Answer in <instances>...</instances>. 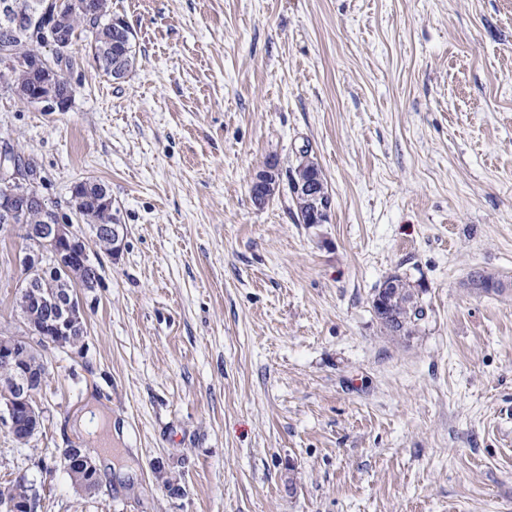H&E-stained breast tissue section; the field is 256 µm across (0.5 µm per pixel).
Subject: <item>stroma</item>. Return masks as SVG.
Returning a JSON list of instances; mask_svg holds the SVG:
<instances>
[{"label":"stroma","instance_id":"35a3bbf8","mask_svg":"<svg viewBox=\"0 0 512 512\" xmlns=\"http://www.w3.org/2000/svg\"><path fill=\"white\" fill-rule=\"evenodd\" d=\"M111 3L129 77L80 52L68 111L0 96V148L49 205L92 177L126 226L84 351L43 352L41 432L0 426V486L34 483L39 512H512V0ZM304 151L326 224L285 185L251 201ZM24 248L0 229L4 335ZM396 272L427 311L408 338L372 307ZM268 162L265 164V167L268 165L266 167L267 173L261 176L256 175L250 187L253 204L259 208L264 207L271 199V196L266 193L265 189L267 182L270 180V175L279 173L277 160L271 159Z\"/></svg>","mask_w":512,"mask_h":512}]
</instances>
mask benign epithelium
<instances>
[{"mask_svg":"<svg viewBox=\"0 0 512 512\" xmlns=\"http://www.w3.org/2000/svg\"><path fill=\"white\" fill-rule=\"evenodd\" d=\"M12 10L29 17L24 35L37 39L51 53L46 55L39 52L28 58L29 66L43 71L45 78L40 87L28 91L14 88L11 80L13 58L7 51L0 53V89L15 96L22 104L34 106L42 112L67 111L72 101H65L50 92V83L61 79L63 64L71 54L70 42L54 31L56 8L53 0H44L38 13L28 11L24 0L14 3ZM277 173L278 162L272 159L266 167V174L254 178L250 193L255 206L261 208L270 201L266 185L270 176ZM44 182L39 167L18 161L6 149L0 151V219L5 225L19 229L27 244L22 255L25 264L22 265L19 298L21 304L27 305L29 297H34L45 315L46 323L43 328L25 323V335L0 339V370L10 374L13 380L11 388L0 391L4 397V405L0 407V424L12 435L19 436L23 443L33 439L41 429L42 412L35 402L39 386L30 373L13 361L16 346L22 342L35 344L52 337L68 336L70 343L60 341L58 346L72 353H81L85 348L88 297L98 286V282L94 281L86 285L82 293L62 294L45 289L47 271H54L55 278L62 280L70 273V263L76 260L86 263L90 257L88 241L81 232V225L73 221V214L83 200L79 196L82 182L73 185L69 210L66 212L46 203L39 192V186ZM36 202L41 205L45 220L42 224H29V207ZM122 228L123 224L114 213L112 223L101 224L95 229L96 236L104 239L110 255L122 250ZM15 486L17 503L24 512H37L40 497L35 486L23 478L16 480Z\"/></svg>","mask_w":512,"mask_h":512,"instance_id":"obj_1","label":"benign epithelium"}]
</instances>
